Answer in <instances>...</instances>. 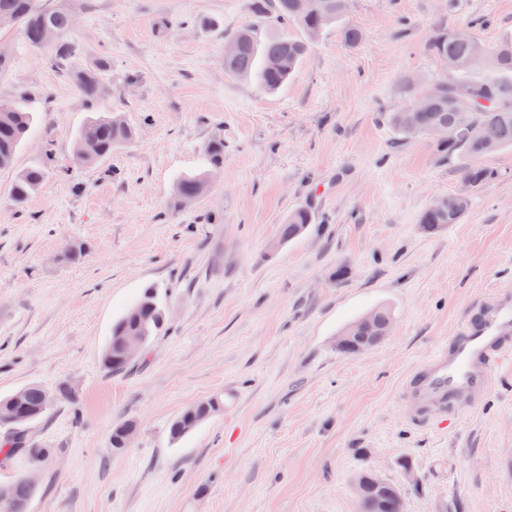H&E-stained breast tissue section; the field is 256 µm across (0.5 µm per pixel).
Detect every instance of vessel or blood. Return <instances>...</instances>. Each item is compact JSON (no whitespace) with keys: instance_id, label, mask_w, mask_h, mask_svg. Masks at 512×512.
<instances>
[{"instance_id":"b4317fda","label":"vessel or blood","mask_w":512,"mask_h":512,"mask_svg":"<svg viewBox=\"0 0 512 512\" xmlns=\"http://www.w3.org/2000/svg\"><path fill=\"white\" fill-rule=\"evenodd\" d=\"M512 358V287L479 300L448 343L411 371L403 384V410L415 422L459 420L479 407L494 370Z\"/></svg>"}]
</instances>
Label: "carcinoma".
<instances>
[{
    "label": "carcinoma",
    "mask_w": 512,
    "mask_h": 512,
    "mask_svg": "<svg viewBox=\"0 0 512 512\" xmlns=\"http://www.w3.org/2000/svg\"><path fill=\"white\" fill-rule=\"evenodd\" d=\"M270 0H251L250 11L256 22L277 28L292 25L303 36L286 32L273 34L264 44H259L251 29L237 31L229 41L237 43L235 53L224 57V71L233 77L256 75L266 91L280 89L288 82L310 50L309 31L323 30L343 21L349 11V0H314L313 10L303 12L295 0H276L275 9L269 8ZM16 24L24 40L35 48H46L50 59L58 66H65L76 51L73 42L66 39L73 26V12L66 4L47 3L45 0H0V21ZM455 27L440 26L430 36L428 50L441 65L438 77L419 85L412 77L401 79L399 93L402 103L388 116L395 134L402 137L426 136L448 149V156L465 154L472 162L463 168L464 181L472 188L482 187L496 178V174L477 162L480 157L505 148H512V34L487 47L474 36L458 38ZM109 67L105 60L76 76L75 87L79 95L90 102L98 99L102 73ZM468 93L473 96V106L468 114L461 115L448 102L450 93ZM429 97L423 109L415 108L418 98ZM32 114L24 109L0 101V169L12 166L19 144L32 127ZM133 138L132 129L122 117L112 112H94L79 128L75 142H90L96 151L77 157L82 164L96 163L127 144ZM211 170L217 171L224 164V141H210L205 149ZM48 174V167L37 164L22 171L12 185L16 203H24L38 190ZM207 187V174L184 175L176 182L173 207L181 205L187 196L201 197ZM470 206L465 193L450 194L448 198L433 203L420 215L419 223L427 232H434L446 224H457ZM312 213L297 209L289 213L286 223L279 225L276 243L283 246L297 237L312 223ZM138 317L125 312L112 323L102 355L104 367L120 373L128 365L120 361L122 338L131 334L144 338L145 344L158 335L164 327V311L158 289L146 288L136 302ZM372 329L362 327L357 320L340 334L337 349L353 355L374 347L388 336L392 326L391 313L385 309L374 312ZM48 389L38 384L27 385L0 399V405L17 402L21 420L0 426V467L20 455L27 465L43 462L47 456L25 440L27 428L41 420L50 410L46 394ZM224 407L219 396L204 399L183 411L169 425V435L176 441L209 419ZM37 493V487L26 476L0 483V512H9L8 505L22 506L28 512ZM399 487L386 480L376 489L365 493L360 501L361 512H394Z\"/></svg>",
    "instance_id": "1"
}]
</instances>
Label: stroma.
<instances>
[{
    "mask_svg": "<svg viewBox=\"0 0 512 512\" xmlns=\"http://www.w3.org/2000/svg\"><path fill=\"white\" fill-rule=\"evenodd\" d=\"M69 4L68 67L0 28V99L34 114L0 170V397L62 380L78 393L28 430L53 451L29 512H359L366 469L400 487L406 512H512V366L456 423L420 424L399 404L406 375L468 307L512 285V149L483 158L497 177L472 191L464 159L397 138L386 121L403 75L439 73L428 51L438 26L493 46L512 33V0H350L346 23L362 40L325 28L274 93L224 71L249 0ZM102 59L110 69L89 104L75 75ZM103 111L134 139L74 163L78 129ZM218 137L223 169L171 210L177 177L206 171ZM45 160L49 176L15 205V177ZM464 192L459 223L421 228L430 204ZM298 208L314 224L270 251ZM149 285L166 330L110 373L112 322ZM380 306L394 316L386 339L338 354L339 331ZM223 393L225 410L170 438L172 419ZM124 421L135 435L116 454Z\"/></svg>",
    "mask_w": 512,
    "mask_h": 512,
    "instance_id": "obj_1",
    "label": "stroma"
}]
</instances>
